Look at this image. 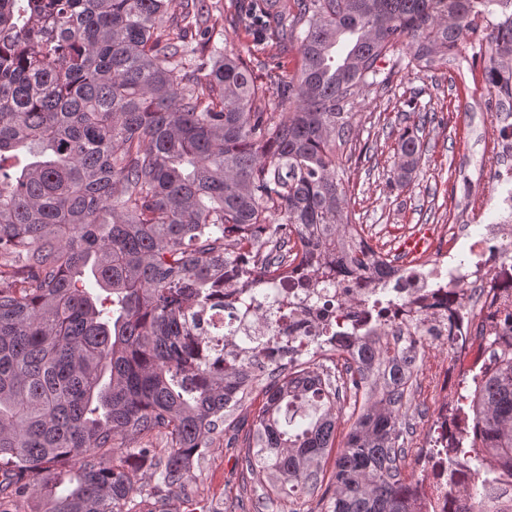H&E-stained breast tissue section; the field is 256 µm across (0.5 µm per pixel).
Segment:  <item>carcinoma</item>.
<instances>
[{
  "label": "carcinoma",
  "mask_w": 512,
  "mask_h": 512,
  "mask_svg": "<svg viewBox=\"0 0 512 512\" xmlns=\"http://www.w3.org/2000/svg\"><path fill=\"white\" fill-rule=\"evenodd\" d=\"M502 3L282 0L260 23L242 12L259 41L299 54L293 74L259 83L229 41L217 47L223 17L208 0H0V512L26 492L35 512H143L131 474L144 469L177 497L255 394L242 460L268 480L255 509L414 512V349L367 336L355 364L248 378L205 359L200 311L241 252L269 281L322 252L358 276L383 271L347 241V101L404 43L420 68L448 65L471 16ZM485 70L512 73V16L490 34ZM424 126L399 134L398 185ZM488 362L458 400V444L474 453H448L451 512L473 500L512 512V350Z\"/></svg>",
  "instance_id": "cac0c4a2"
}]
</instances>
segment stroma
<instances>
[{"instance_id": "stroma-1", "label": "stroma", "mask_w": 512, "mask_h": 512, "mask_svg": "<svg viewBox=\"0 0 512 512\" xmlns=\"http://www.w3.org/2000/svg\"><path fill=\"white\" fill-rule=\"evenodd\" d=\"M226 34L236 49L257 56L258 79H265L267 64L278 63L290 72L298 62L294 52L279 59L273 50H260L245 28L230 27ZM484 47V41L465 37L459 45L462 65L434 73L411 65L404 46L378 61L381 72L392 78L353 97L348 106L355 114L352 140L336 150L337 172L349 187L353 223L372 232L389 224L452 225L463 194L476 196L484 189V182L471 184L467 177L480 167L497 119L493 111L463 105L466 89L484 70ZM422 111L435 113L436 119L420 134L423 150L412 181L400 187L392 179L397 138ZM241 454V449L227 446L225 437H218L196 469L188 494L207 502L214 512H244V504L261 490L266 477L259 472L241 476Z\"/></svg>"}]
</instances>
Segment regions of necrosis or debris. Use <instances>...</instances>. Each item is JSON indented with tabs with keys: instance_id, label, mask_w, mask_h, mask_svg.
<instances>
[{
	"instance_id": "necrosis-or-debris-1",
	"label": "necrosis or debris",
	"mask_w": 512,
	"mask_h": 512,
	"mask_svg": "<svg viewBox=\"0 0 512 512\" xmlns=\"http://www.w3.org/2000/svg\"><path fill=\"white\" fill-rule=\"evenodd\" d=\"M480 205L492 223L457 225L449 243L432 229L417 232L404 242L407 257L395 262L390 277L340 272L326 283L293 265L288 288L228 274L223 307L202 315L208 358L228 364L251 362L256 347L275 364H327L336 359L337 337L354 332L399 350L413 343L422 354L451 347V358L414 368L410 379L426 392L431 411L428 432L414 442L416 512L448 509L447 450L458 434L448 417V368L478 372L487 356L480 337L499 335L498 317L512 312V174L500 175Z\"/></svg>"
}]
</instances>
